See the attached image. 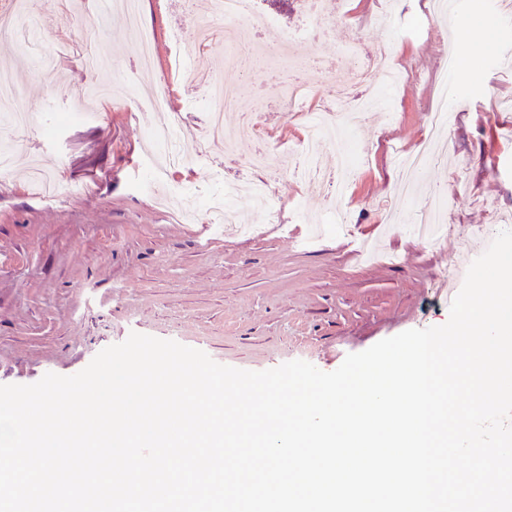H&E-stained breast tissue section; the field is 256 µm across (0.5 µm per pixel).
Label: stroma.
<instances>
[{"mask_svg": "<svg viewBox=\"0 0 512 512\" xmlns=\"http://www.w3.org/2000/svg\"><path fill=\"white\" fill-rule=\"evenodd\" d=\"M214 0H143L142 22L154 34L155 53L142 64L117 13H102L97 0L54 6L23 24L25 33L0 65L15 70L22 102L35 111V130L17 139L0 117V147L14 148L11 168L0 173V385H27L45 374L70 376L108 346L137 332L205 352L215 362L261 371L303 360L331 372L347 354L410 329L440 326L449 307L435 293L436 276L465 247L487 246L512 230V23L478 9L469 41L479 48L467 73H449L447 157L428 166L400 192L395 147L417 148L427 135V113L436 98L444 54L458 40L446 14L425 35L412 22L419 0H330L348 7L323 37L306 31L310 0H255L272 24L258 42L275 44L284 32L296 41L287 59L244 73V50L216 44L201 59L237 91L236 112H256L273 145L302 132L292 112L280 111L290 77L312 64L320 89L339 72L340 52L356 44L372 53L391 41L398 66L411 75L389 93V109L364 113L351 136L355 167L331 197L307 190L290 175L272 178L282 210L279 227L248 212L256 233L240 238L201 224H182L176 209L158 204L163 193L179 207L195 208L224 184L245 175V160L258 143L237 136L233 154L208 143L203 113H193L196 153L192 167L158 170L144 132L160 122L151 108L135 109L133 96L162 84L170 105L185 90L169 68L171 28L183 42L197 38ZM395 27L381 23L383 13ZM103 51L110 66L91 72L76 55H63L61 38ZM131 82L132 97L96 98L79 108L89 85L113 83L114 68ZM74 112L66 124L59 117ZM442 191L443 243L416 239L411 220L433 191ZM349 212V225L326 223L315 246H305L309 222L331 206ZM488 235L473 239V226Z\"/></svg>", "mask_w": 512, "mask_h": 512, "instance_id": "1", "label": "stroma"}]
</instances>
